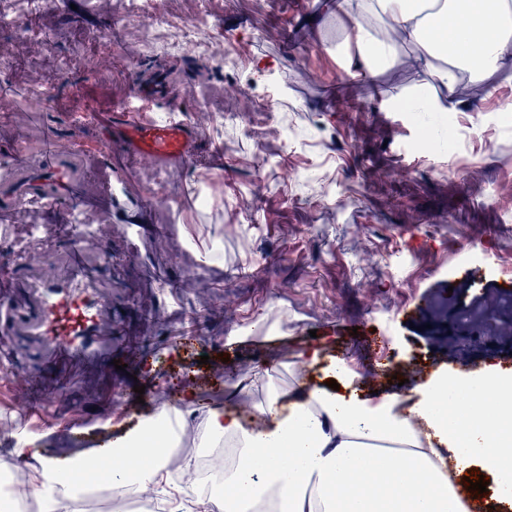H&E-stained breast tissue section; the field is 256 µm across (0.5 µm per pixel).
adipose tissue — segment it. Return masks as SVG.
I'll list each match as a JSON object with an SVG mask.
<instances>
[{
	"mask_svg": "<svg viewBox=\"0 0 512 512\" xmlns=\"http://www.w3.org/2000/svg\"><path fill=\"white\" fill-rule=\"evenodd\" d=\"M398 40L415 45L456 111L461 74L488 80L512 66V0H377ZM359 69L374 73L391 44L375 41L361 24L348 37ZM300 368L320 366L336 388L296 386L282 391L266 368L255 378L265 397L252 418L236 410H199L193 397L141 420L115 439L112 450L62 460L27 453L41 512H71L76 485L105 479L112 493L130 489L162 496L168 512H472L488 501L512 506V377L489 371L473 379L448 371L410 391L380 399L356 389L357 373L315 346L297 354ZM202 417L208 443L231 442L233 462L211 478L223 495L186 500L168 470L177 426ZM489 476L481 493L463 476Z\"/></svg>",
	"mask_w": 512,
	"mask_h": 512,
	"instance_id": "adipose-tissue-1",
	"label": "adipose tissue"
}]
</instances>
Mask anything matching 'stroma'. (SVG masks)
Here are the masks:
<instances>
[{"label": "stroma", "instance_id": "stroma-1", "mask_svg": "<svg viewBox=\"0 0 512 512\" xmlns=\"http://www.w3.org/2000/svg\"><path fill=\"white\" fill-rule=\"evenodd\" d=\"M46 2L43 37L30 35L24 0L0 26V165L14 143L34 153L53 137L78 149L95 201L0 216V253L30 282L65 274L71 249L84 247L112 344L55 364L16 337L18 357L0 370L16 387L0 406V471L24 466L12 437L69 457L98 435L68 431L69 421L116 437L189 388L211 406L230 384L249 385L236 405L250 415L264 398L254 367L268 361L288 389L293 357L315 342L359 374L365 394L439 369L512 374V313L497 287L512 282L511 69L458 112L410 115L394 104L442 95L414 47L395 46L373 79L347 73L353 19L387 32L372 0H145L135 16L125 0ZM192 18L232 73L196 50H169ZM136 71L164 72L177 86L154 111L197 126L187 167L158 175L150 160L96 152L95 116L129 102ZM52 81V100L36 103ZM423 130L456 139L429 153L415 145ZM145 195L151 232L136 242L123 210ZM35 226L55 231L52 248L32 242ZM189 239L218 245V256L199 262ZM466 252L489 261L462 264ZM137 384L145 393L134 403ZM39 409L56 427L29 430Z\"/></svg>", "mask_w": 512, "mask_h": 512}]
</instances>
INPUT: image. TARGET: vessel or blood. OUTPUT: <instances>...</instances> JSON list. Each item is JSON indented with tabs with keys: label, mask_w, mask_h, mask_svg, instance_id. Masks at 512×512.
<instances>
[{
	"label": "vessel or blood",
	"mask_w": 512,
	"mask_h": 512,
	"mask_svg": "<svg viewBox=\"0 0 512 512\" xmlns=\"http://www.w3.org/2000/svg\"><path fill=\"white\" fill-rule=\"evenodd\" d=\"M136 105L112 111L108 130L98 152L111 157L121 150L128 158H150L157 169L185 166L192 157L198 129L189 121L157 118L150 110L165 93L160 86L135 81ZM52 161L24 162L0 168V184L17 185L16 194L0 195V213L8 214L29 203L57 205L81 202L80 185L67 164L69 151L50 144ZM39 300L28 309L14 298V281L0 272V333L12 334L17 326H28L32 335L50 348L53 358L72 356L100 343L104 336L105 302L92 280L76 273L64 281L38 283Z\"/></svg>",
	"instance_id": "vessel-or-blood-1"
}]
</instances>
